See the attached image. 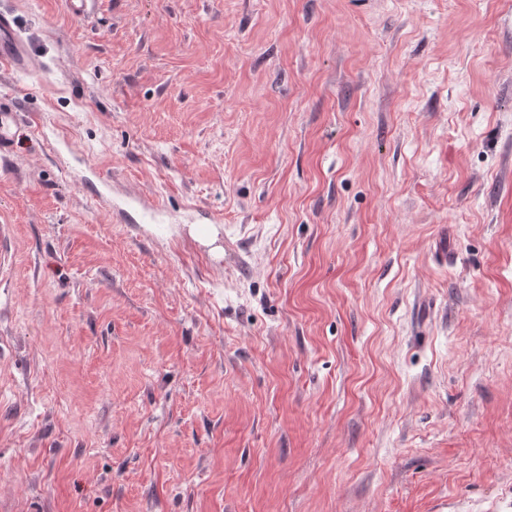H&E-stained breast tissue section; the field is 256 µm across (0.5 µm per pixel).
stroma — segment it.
Listing matches in <instances>:
<instances>
[{
  "label": "stroma",
  "instance_id": "stroma-1",
  "mask_svg": "<svg viewBox=\"0 0 512 512\" xmlns=\"http://www.w3.org/2000/svg\"><path fill=\"white\" fill-rule=\"evenodd\" d=\"M0 14V512H512V0ZM13 26V19L0 15V66L12 71L35 69L38 61L17 38ZM17 126V113L0 108V156L13 146L14 128ZM190 235L202 246L208 248L215 256L222 253L223 248L219 242L218 231L213 224H192L189 227Z\"/></svg>",
  "mask_w": 512,
  "mask_h": 512
}]
</instances>
